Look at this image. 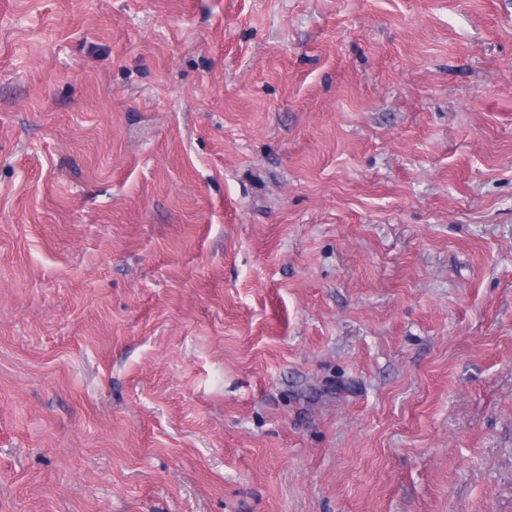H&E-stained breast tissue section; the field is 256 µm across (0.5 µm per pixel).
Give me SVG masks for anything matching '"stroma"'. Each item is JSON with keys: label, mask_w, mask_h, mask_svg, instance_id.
I'll list each match as a JSON object with an SVG mask.
<instances>
[{"label": "stroma", "mask_w": 512, "mask_h": 512, "mask_svg": "<svg viewBox=\"0 0 512 512\" xmlns=\"http://www.w3.org/2000/svg\"><path fill=\"white\" fill-rule=\"evenodd\" d=\"M0 512H512V0H0Z\"/></svg>", "instance_id": "1"}]
</instances>
